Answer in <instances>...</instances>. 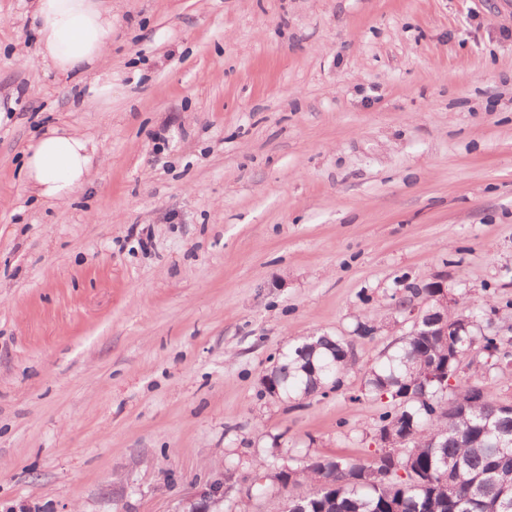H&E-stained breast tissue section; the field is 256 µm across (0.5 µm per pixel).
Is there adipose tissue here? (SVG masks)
Listing matches in <instances>:
<instances>
[{
  "mask_svg": "<svg viewBox=\"0 0 512 512\" xmlns=\"http://www.w3.org/2000/svg\"><path fill=\"white\" fill-rule=\"evenodd\" d=\"M28 8L42 61L63 76L88 78L91 98L110 95L112 75L101 65L112 33V0H29ZM96 151L89 137L47 128L25 151L26 184L44 202H63L88 180Z\"/></svg>",
  "mask_w": 512,
  "mask_h": 512,
  "instance_id": "adipose-tissue-1",
  "label": "adipose tissue"
}]
</instances>
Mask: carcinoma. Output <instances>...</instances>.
Returning <instances> with one entry per match:
<instances>
[{
    "instance_id": "1",
    "label": "carcinoma",
    "mask_w": 512,
    "mask_h": 512,
    "mask_svg": "<svg viewBox=\"0 0 512 512\" xmlns=\"http://www.w3.org/2000/svg\"><path fill=\"white\" fill-rule=\"evenodd\" d=\"M482 306L448 311V335L401 337L367 372L364 388L387 397L379 448L368 465L339 456L310 457L302 468L277 466L282 486L301 480L318 489L291 498L295 512H512V403L483 378L460 380L457 355L482 350L496 365L509 361L504 336L490 330ZM344 336H306L265 378L293 400L338 391L352 369ZM448 362V388L426 382L430 359Z\"/></svg>"
}]
</instances>
